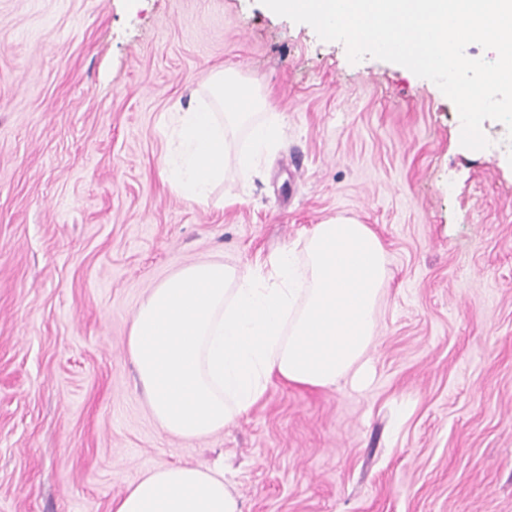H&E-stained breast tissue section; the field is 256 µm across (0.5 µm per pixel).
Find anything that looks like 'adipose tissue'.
Segmentation results:
<instances>
[{
  "label": "adipose tissue",
  "mask_w": 512,
  "mask_h": 512,
  "mask_svg": "<svg viewBox=\"0 0 512 512\" xmlns=\"http://www.w3.org/2000/svg\"><path fill=\"white\" fill-rule=\"evenodd\" d=\"M207 97L170 115L178 147L168 179L192 200L205 199L224 178L227 128H249L251 149L237 160L243 178L281 132L266 98L234 74L216 72ZM259 110L266 118L253 121ZM388 280L376 233L341 217L315 225L300 255L284 249L250 268L184 266L150 290L127 336L154 418L169 435L203 439L247 414L277 381L367 386ZM112 512L241 509L223 472L175 466L142 475Z\"/></svg>",
  "instance_id": "ef3b65f1"
}]
</instances>
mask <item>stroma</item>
Instances as JSON below:
<instances>
[{"label": "stroma", "instance_id": "obj_1", "mask_svg": "<svg viewBox=\"0 0 512 512\" xmlns=\"http://www.w3.org/2000/svg\"><path fill=\"white\" fill-rule=\"evenodd\" d=\"M219 69L282 133L245 181L235 133L198 202L165 176L168 115ZM459 126L432 81L260 0H0V512H111L172 465L223 470L243 512H512V144ZM339 216L387 259L373 383L164 433L126 352L150 288Z\"/></svg>", "mask_w": 512, "mask_h": 512}]
</instances>
